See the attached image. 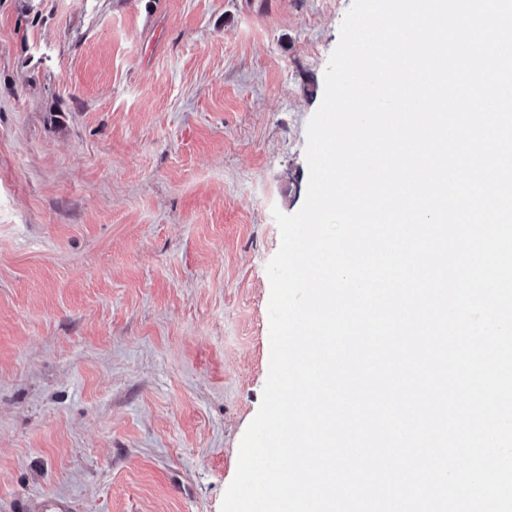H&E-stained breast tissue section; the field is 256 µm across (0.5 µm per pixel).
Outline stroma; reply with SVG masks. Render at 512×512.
Wrapping results in <instances>:
<instances>
[{"label": "stroma", "instance_id": "35a3bbf8", "mask_svg": "<svg viewBox=\"0 0 512 512\" xmlns=\"http://www.w3.org/2000/svg\"><path fill=\"white\" fill-rule=\"evenodd\" d=\"M351 5L0 0V512H220Z\"/></svg>", "mask_w": 512, "mask_h": 512}]
</instances>
